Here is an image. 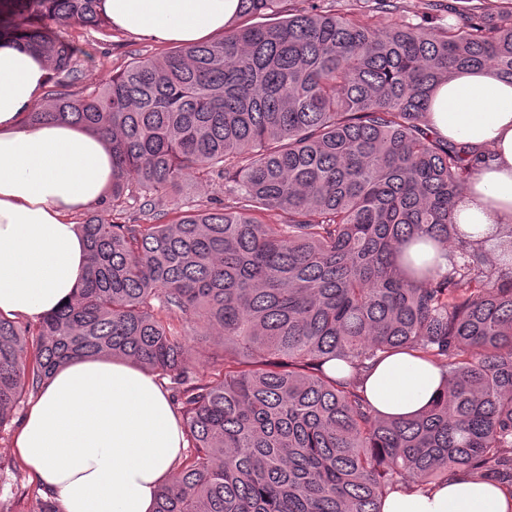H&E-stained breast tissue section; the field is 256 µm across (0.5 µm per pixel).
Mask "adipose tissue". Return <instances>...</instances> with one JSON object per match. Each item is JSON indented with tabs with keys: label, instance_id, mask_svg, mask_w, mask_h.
<instances>
[{
	"label": "adipose tissue",
	"instance_id": "adipose-tissue-1",
	"mask_svg": "<svg viewBox=\"0 0 512 512\" xmlns=\"http://www.w3.org/2000/svg\"><path fill=\"white\" fill-rule=\"evenodd\" d=\"M112 27L187 46L223 32L239 0H101ZM52 75L33 49L0 40V315L39 318L73 299L87 246L73 214L95 205L112 181L103 137L63 123H30ZM431 127L488 160L454 208L482 238L512 224V79L475 70L437 87ZM443 383L434 365L396 354L364 372L367 400L385 417L424 410ZM186 447L156 378L108 356L60 367L30 404L12 452L59 512H153L157 491ZM383 512H512V494L466 471L423 489L397 488Z\"/></svg>",
	"mask_w": 512,
	"mask_h": 512
}]
</instances>
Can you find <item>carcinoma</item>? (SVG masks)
Instances as JSON below:
<instances>
[{
    "label": "carcinoma",
    "mask_w": 512,
    "mask_h": 512,
    "mask_svg": "<svg viewBox=\"0 0 512 512\" xmlns=\"http://www.w3.org/2000/svg\"><path fill=\"white\" fill-rule=\"evenodd\" d=\"M281 2L240 0L219 38L29 114L110 141L112 188L80 224L76 297L33 325L0 317V428L59 367L106 354L175 385L193 451L154 512H382L395 485L461 469L512 488V225L473 240L453 222L481 159L430 130L440 83L512 79V0L496 17L426 0L416 24L398 0H366L357 20L313 5L281 18ZM98 4L0 0L19 18L0 40L69 74L55 26L102 27ZM188 176L224 182L229 203H178L158 223L155 201ZM418 241L448 267L401 259ZM177 321L224 340L213 380H193ZM400 351L438 366L445 390L384 418L361 376ZM334 360L349 373L329 375Z\"/></svg>",
    "instance_id": "obj_1"
}]
</instances>
